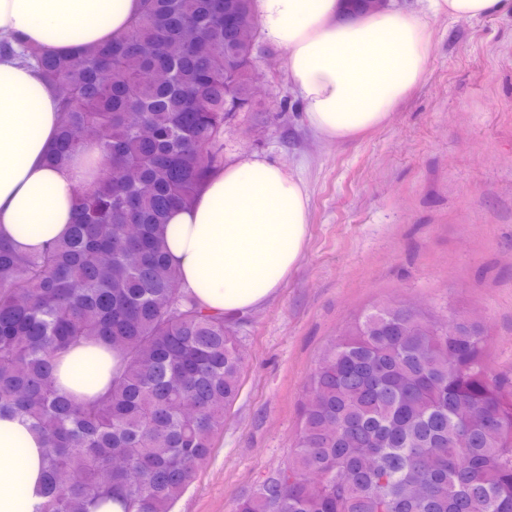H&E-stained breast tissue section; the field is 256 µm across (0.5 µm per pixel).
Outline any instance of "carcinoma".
Here are the masks:
<instances>
[{
  "label": "carcinoma",
  "mask_w": 512,
  "mask_h": 512,
  "mask_svg": "<svg viewBox=\"0 0 512 512\" xmlns=\"http://www.w3.org/2000/svg\"><path fill=\"white\" fill-rule=\"evenodd\" d=\"M253 0H143L130 30L72 55L20 49L60 105L48 161L95 144L68 236L38 253L0 239V414L46 441L39 512H171L239 395L245 354L220 314L187 296L170 262L169 213L224 162V120L249 101ZM354 13L382 0H345ZM405 305L367 313L307 380L288 464L238 512H512V371L456 315L418 336ZM78 343L118 354L88 400L54 386Z\"/></svg>",
  "instance_id": "1"
}]
</instances>
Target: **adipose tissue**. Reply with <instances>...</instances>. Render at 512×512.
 Instances as JSON below:
<instances>
[{
  "instance_id": "obj_1",
  "label": "adipose tissue",
  "mask_w": 512,
  "mask_h": 512,
  "mask_svg": "<svg viewBox=\"0 0 512 512\" xmlns=\"http://www.w3.org/2000/svg\"><path fill=\"white\" fill-rule=\"evenodd\" d=\"M141 0H0V36L22 35L69 54L128 31ZM267 37L287 53L288 79L311 129L328 140L354 139L380 126L422 80L430 51L428 18H479L512 12V0H387L351 15L342 0H254ZM58 126L56 94L34 66L0 58V237L37 252L64 236L75 189L91 182L101 153L89 145L64 166L45 158ZM310 201L301 177L252 155L213 172L195 202L165 227L182 288L214 313L234 319L261 308L298 263ZM119 358L82 344L53 371L61 394L103 392ZM46 442L19 416L0 417V512H37L43 499Z\"/></svg>"
}]
</instances>
